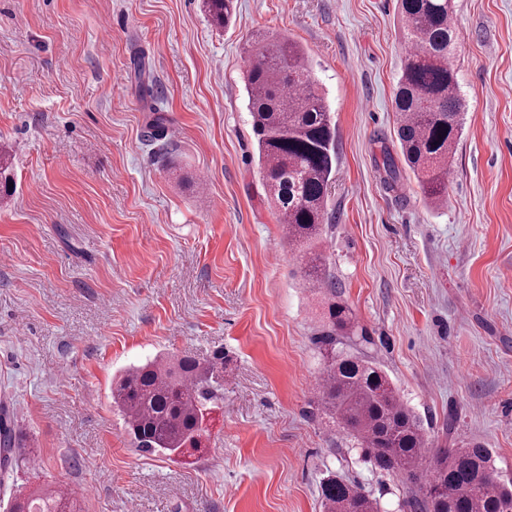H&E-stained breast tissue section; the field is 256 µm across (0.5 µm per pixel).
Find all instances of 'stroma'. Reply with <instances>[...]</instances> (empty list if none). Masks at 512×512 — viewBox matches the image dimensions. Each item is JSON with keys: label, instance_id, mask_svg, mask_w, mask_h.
<instances>
[{"label": "stroma", "instance_id": "1", "mask_svg": "<svg viewBox=\"0 0 512 512\" xmlns=\"http://www.w3.org/2000/svg\"><path fill=\"white\" fill-rule=\"evenodd\" d=\"M464 127L448 200L398 151V0H0V417L36 465L19 494L76 486L78 512H322L331 474L380 512L405 488L313 408L314 296L266 201L245 41L306 51L336 120L318 249L364 341L439 447L489 448L512 481V0H454ZM224 355V400L191 458L134 448L122 372ZM205 7L214 24L227 26L236 12V0H204Z\"/></svg>", "mask_w": 512, "mask_h": 512}]
</instances>
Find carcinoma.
Here are the masks:
<instances>
[{
  "label": "carcinoma",
  "instance_id": "1",
  "mask_svg": "<svg viewBox=\"0 0 512 512\" xmlns=\"http://www.w3.org/2000/svg\"><path fill=\"white\" fill-rule=\"evenodd\" d=\"M214 24L227 26L236 0H204ZM406 52L394 109L399 154L381 146L384 182L398 185L402 167L434 205L448 197L450 158L462 134L463 104L455 69L452 0H398ZM246 91L268 201L285 219L288 243L302 249L304 287L323 293L318 342L325 351L319 411L365 447L369 462L399 476L408 512H512V490L489 449L426 448L425 429L385 372L352 351L350 310L314 250L327 219L336 169V125L303 49L287 36L257 33L244 47ZM224 356L155 358L126 370L112 402L135 447L178 456L199 449L208 405L221 399ZM12 430L0 426V465L11 456ZM323 512H379L376 500L346 480L322 482ZM71 496L46 488L11 501L9 512H72Z\"/></svg>",
  "mask_w": 512,
  "mask_h": 512
}]
</instances>
